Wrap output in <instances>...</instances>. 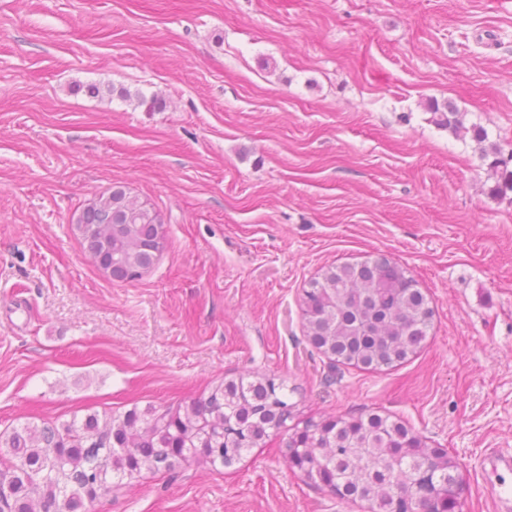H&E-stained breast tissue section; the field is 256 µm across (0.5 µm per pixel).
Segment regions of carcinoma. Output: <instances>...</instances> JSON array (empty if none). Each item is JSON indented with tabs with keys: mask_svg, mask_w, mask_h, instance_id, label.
<instances>
[{
	"mask_svg": "<svg viewBox=\"0 0 512 512\" xmlns=\"http://www.w3.org/2000/svg\"><path fill=\"white\" fill-rule=\"evenodd\" d=\"M436 125L463 129L448 103L430 106ZM79 223L106 233L99 251L110 275L136 279L154 263L161 215L120 186L100 195ZM302 310L312 344L343 364L380 369L406 361L426 339L433 310L407 271L386 259L329 268L304 291ZM290 405L275 383L240 381L237 398L224 387L205 400L174 409L136 407L120 414L74 417L59 425H24L0 436V461L9 491L0 512H85V501L112 479H134L142 469L169 470L202 455L229 466L271 434L288 436L286 449H304V476L337 496L369 503L370 512H455L461 484L454 467L432 460L421 437L377 413L288 425Z\"/></svg>",
	"mask_w": 512,
	"mask_h": 512,
	"instance_id": "obj_1",
	"label": "carcinoma"
}]
</instances>
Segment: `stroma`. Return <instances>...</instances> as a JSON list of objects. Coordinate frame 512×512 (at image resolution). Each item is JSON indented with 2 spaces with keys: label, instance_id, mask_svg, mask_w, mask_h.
<instances>
[{
  "label": "stroma",
  "instance_id": "35a3bbf8",
  "mask_svg": "<svg viewBox=\"0 0 512 512\" xmlns=\"http://www.w3.org/2000/svg\"><path fill=\"white\" fill-rule=\"evenodd\" d=\"M491 147L512 156V0H0V434L272 378L298 422L372 411L447 449L462 512H492L512 191ZM115 186L165 222L134 281L102 274L78 229ZM381 257L427 296L428 336L389 368L331 367L303 291ZM285 441L142 471L87 510L367 512L291 468ZM431 112L434 114V122L436 125L448 129V131L457 134L463 129L462 121L459 117V112H456L452 105L444 102L441 107L436 101L430 106Z\"/></svg>",
  "mask_w": 512,
  "mask_h": 512
}]
</instances>
